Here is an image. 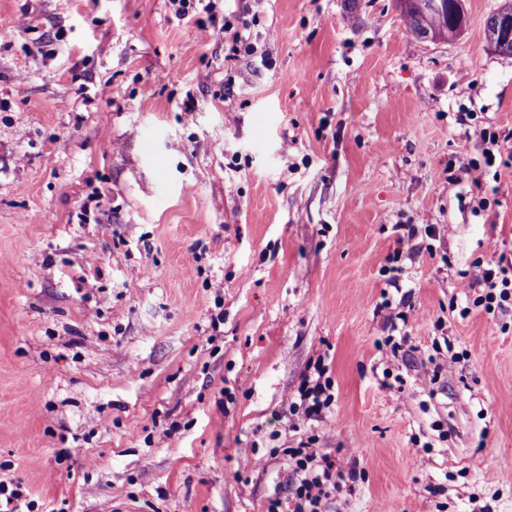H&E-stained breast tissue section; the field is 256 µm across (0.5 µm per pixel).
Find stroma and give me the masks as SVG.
I'll return each instance as SVG.
<instances>
[{"instance_id": "35a3bbf8", "label": "stroma", "mask_w": 512, "mask_h": 512, "mask_svg": "<svg viewBox=\"0 0 512 512\" xmlns=\"http://www.w3.org/2000/svg\"><path fill=\"white\" fill-rule=\"evenodd\" d=\"M466 4L430 43L394 0H217L256 15L234 56L170 0H0V481L266 512L312 437L357 473L328 512H512V305L466 278L512 258V167L463 180L512 56ZM317 378L305 382L303 388L299 392V407L309 420H318L322 418L324 409L328 408L332 401V394L329 393V380L321 381L325 374L323 368H316Z\"/></svg>"}]
</instances>
